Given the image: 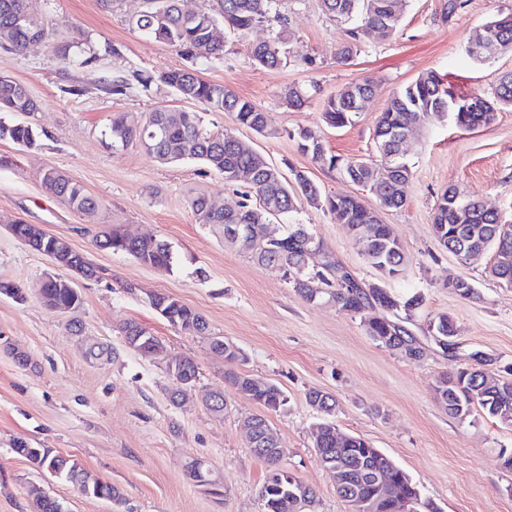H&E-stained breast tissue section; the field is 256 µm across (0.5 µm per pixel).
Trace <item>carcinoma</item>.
<instances>
[{
  "mask_svg": "<svg viewBox=\"0 0 512 512\" xmlns=\"http://www.w3.org/2000/svg\"><path fill=\"white\" fill-rule=\"evenodd\" d=\"M145 8L133 17L135 27L145 36L166 43L193 60L209 59L224 52V43L216 40L215 27H224L243 35L254 26L276 17L286 23L280 12L283 0H219L220 11L213 14L200 10L187 13L180 0H144ZM322 11L336 21L353 24L351 41L337 52V60L350 59L360 43L370 39H387L399 29L405 0H321ZM487 25L495 27L497 51L512 50V14L500 15ZM40 33L45 41H55L48 23L29 11V0H0V48L22 52L30 38ZM287 33L285 28L267 42L252 50L254 63L262 69L275 70L286 58ZM160 81L171 88L183 101L197 103L209 112H224L233 121L255 133L266 136L273 133L268 127L266 113L253 102L242 98L222 84L201 78L194 67L176 69L160 76ZM377 87L368 81L350 82L329 97L322 112L325 123L333 128L347 125L358 115L355 110L364 98L375 95ZM458 99L469 103L474 110L450 112L448 102ZM512 108V72L503 74L490 91L474 89L467 94H455L446 76L430 71L414 82L394 92L378 117L374 137L380 162L351 160L344 167L346 177L354 182H371L376 185V199L387 209L404 206L402 185L412 176V169L405 157L394 158L399 152L398 136L432 116L450 117L455 127L470 131L490 124L497 112ZM39 105L28 88L15 81L0 82V111L31 114ZM110 132L112 146L138 144L165 164L197 161L219 174L230 186H243L240 199L224 209H216L210 197L198 194L191 199V208L199 223L208 225L224 236V241L247 252L261 265L277 264L293 272L290 283L305 301L314 303L324 298L333 301L339 310L358 316L368 336L382 346L403 356L414 350L415 337L407 329L411 313L423 303L420 294L404 302L380 285L364 291L355 280L344 272V267L320 242L308 239L310 232L304 224H294L289 231L275 235L262 245L227 235L228 224H273L278 218L298 210L301 201L328 211L336 223L347 227L358 239L364 259L377 269L383 279L397 277L407 263L402 244L386 224L375 221L370 205L354 195H326L305 173H293V182L286 178L256 151L241 144L231 132H207L202 127L201 116L178 108H162L149 113L137 122L124 112L112 116ZM39 134L27 123L5 124L0 122V139H9L22 147L36 144ZM298 148L317 163L330 168L336 166V157L323 149L314 152L307 147L314 143L311 133H297ZM42 188L59 198L72 210L91 216L100 208V202L84 186L62 170L49 166L40 173ZM508 221L491 210L477 198L458 188L443 192L433 211L434 232L445 238L443 247L450 251L460 244L458 229L464 228L468 239L481 245V250H497L496 261L491 267L494 277L509 275L512 280V243L508 254L498 251V236ZM96 246L114 253H125L144 265L168 270L172 264L169 244L161 238L140 241L129 239L120 226L114 225L96 237ZM319 248L323 261L314 272L307 270L305 250ZM162 312L169 313L171 325L185 329L189 323L201 327L205 336L211 335L205 317L182 301L163 294ZM376 304L387 312L380 320L367 317L365 311ZM404 315H399V311ZM437 344L444 351L456 346L457 326L452 318L441 314L430 322ZM211 351L223 358L225 378L236 392L262 408V412L248 416L257 428L256 443L249 447L258 449L256 455L268 466L261 489L262 512H294L296 494L301 492L302 481L283 470L279 461L281 452L276 445L264 441L269 421L266 413L277 411L288 403V397L278 386L243 376L235 366L243 361L242 353L226 355L215 343ZM492 360L477 361L455 374L435 379L433 391L449 415L465 419L479 409L500 424L512 427V380L499 378L491 373ZM309 405L324 415L317 424L321 444L315 447L320 465L328 472L336 467L345 470V480L336 484L342 498H357L369 502L379 498L378 487L363 478L367 471H378L394 483L391 498L379 502L376 512H404L408 502L414 503L415 512H437L431 503L421 500L411 477L380 449L366 439L340 432L331 421L336 401L319 390L306 394ZM18 453L34 467L48 471L51 477L69 482L87 497L117 502L122 499L120 490L109 482L89 480L78 460L63 454H54L48 448H25Z\"/></svg>",
  "mask_w": 512,
  "mask_h": 512,
  "instance_id": "carcinoma-1",
  "label": "carcinoma"
}]
</instances>
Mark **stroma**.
I'll use <instances>...</instances> for the list:
<instances>
[{
	"mask_svg": "<svg viewBox=\"0 0 512 512\" xmlns=\"http://www.w3.org/2000/svg\"><path fill=\"white\" fill-rule=\"evenodd\" d=\"M445 2L408 0L398 33L362 43L344 63L337 62L336 51L347 27L324 15L321 0H284L288 55L275 70L256 66L252 49L271 37L276 22L242 36L222 32L223 56L198 60L197 68L204 79L259 106L272 133L258 136L221 112L203 113L204 128L231 131L283 174L304 172L326 194L375 204L369 187L302 154L296 134L309 131L340 159L374 160L378 116L391 94L419 75L446 74L456 92L466 93L490 88L501 73L512 71V51L483 61L466 54L475 30L512 13V0H467L450 17ZM30 6L74 46L66 58L51 43L21 52L0 49V75L25 84L39 104L28 118L39 134L34 147L0 141V156L12 160L0 168V280L25 294L21 301L0 296V512H35V487L65 512H262L259 492L267 466L251 451L243 428L258 405L225 381L224 362L211 353L206 337L185 334L151 307L152 293L175 296L202 314L214 334L243 351L240 372L285 392L287 405L268 419L284 450L281 468L316 492L312 512H349L316 458L319 416L306 401L312 389L335 398L333 421L340 431L364 437L391 457L439 512H512V470L499 459L500 449L512 448V427L484 415L451 417L432 390L435 378L466 368L476 350L494 359L496 375L512 379V288L490 277L492 254L461 263L439 244L432 224L437 197L451 187L512 215V109L473 131L435 117L412 131L406 203L380 213L408 257L393 280L382 281L347 228L326 210L305 203L275 226L284 233L289 225H307L356 279L385 282L404 297L421 294L424 302L408 327L423 355L412 360L367 336L360 317L330 302H304L284 268L258 264L200 224L189 195L203 192L218 203L237 197L217 173L197 162L163 164L135 146L113 147V113L142 119L179 105L158 77L188 64L178 50L133 27L142 0L107 6L101 0H31ZM304 56L313 57L315 67L302 65ZM135 70L154 76L150 89L134 83L124 94L108 93V83ZM358 80L372 81L377 94L351 124L328 127L325 100ZM293 85L309 90L298 109L284 102ZM48 165L100 201L94 216L44 192L39 172ZM14 219L65 237L102 268L103 279L78 280L77 310L53 309L40 300L39 285L54 268L13 237L8 223ZM114 225L166 240L171 270L97 248L96 236ZM458 278L471 281L479 299L456 294L450 283ZM440 314L450 315L458 328L450 351L429 333L431 319ZM130 320L157 336L169 357L197 364L196 387L181 406L169 401L180 383L126 346L121 327ZM74 321L79 331L71 330ZM94 345L111 348V360L90 358ZM216 392L227 400L224 411L206 405ZM20 443L73 456L92 476L118 487L121 503L85 497L52 479L16 453Z\"/></svg>",
	"mask_w": 512,
	"mask_h": 512,
	"instance_id": "obj_1",
	"label": "stroma"
}]
</instances>
